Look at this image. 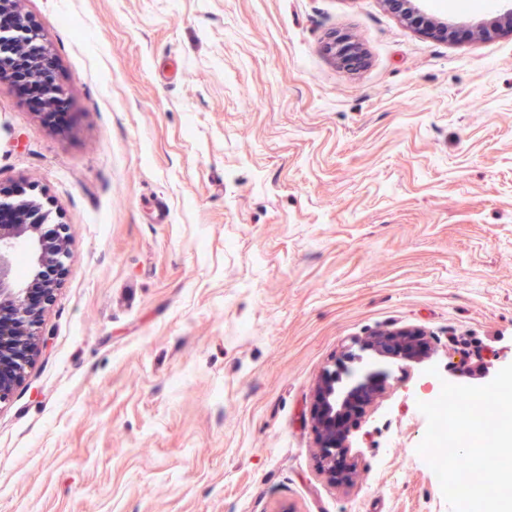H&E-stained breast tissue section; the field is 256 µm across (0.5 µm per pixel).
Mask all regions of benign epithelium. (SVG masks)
<instances>
[{
    "label": "benign epithelium",
    "mask_w": 512,
    "mask_h": 512,
    "mask_svg": "<svg viewBox=\"0 0 512 512\" xmlns=\"http://www.w3.org/2000/svg\"><path fill=\"white\" fill-rule=\"evenodd\" d=\"M35 38V33L20 12L18 0H0V48L18 47L17 38ZM11 210L7 220L0 218V310L9 308L17 318L15 335L4 341L0 335V373L13 375V380H0V403L9 400L14 387L24 378L26 368L40 349V336L33 332L36 305L26 279L16 269L15 256L19 249L28 255L31 274L53 263L71 260L69 238L61 237L48 246L42 224L31 210L14 205L8 198L0 199V214ZM424 333L417 329L379 331L369 336L363 348L371 356L360 361L357 368L343 367L324 371L317 384L315 407L311 416L312 429L321 449L320 467L331 475L346 466L344 460L347 438L357 427L361 409L378 394L372 386L377 372L372 366L379 360L421 359L424 355Z\"/></svg>",
    "instance_id": "obj_1"
}]
</instances>
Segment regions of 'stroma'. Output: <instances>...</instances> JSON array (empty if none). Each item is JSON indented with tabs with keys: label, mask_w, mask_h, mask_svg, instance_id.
Returning <instances> with one entry per match:
<instances>
[{
	"label": "stroma",
	"mask_w": 512,
	"mask_h": 512,
	"mask_svg": "<svg viewBox=\"0 0 512 512\" xmlns=\"http://www.w3.org/2000/svg\"><path fill=\"white\" fill-rule=\"evenodd\" d=\"M418 5L472 36L385 0H19L76 124L1 81L0 187L72 259L0 404V512H452L418 404L429 368L512 364V30H476L512 0ZM405 327L430 357L389 364L330 476L320 375Z\"/></svg>",
	"instance_id": "stroma-1"
}]
</instances>
